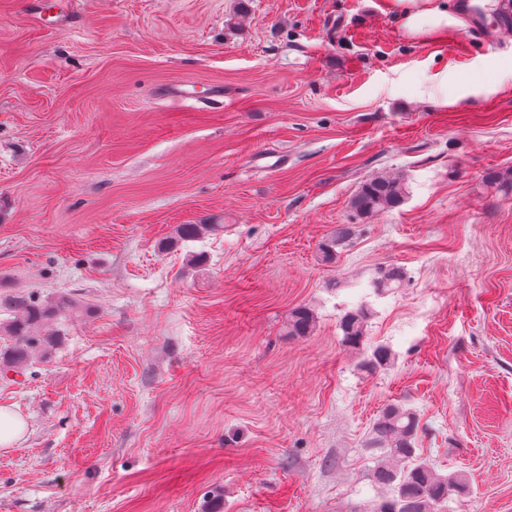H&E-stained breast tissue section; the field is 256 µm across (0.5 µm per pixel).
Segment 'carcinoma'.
<instances>
[{"mask_svg": "<svg viewBox=\"0 0 512 512\" xmlns=\"http://www.w3.org/2000/svg\"><path fill=\"white\" fill-rule=\"evenodd\" d=\"M408 193L404 179L393 172L382 171L367 179L350 199V206L363 216L393 209ZM349 235L344 224L321 245L322 260L332 261L335 248ZM404 272L397 266L379 270L372 281L378 290H393L401 286ZM0 312L8 318L0 320V373H24L32 358L52 354L61 341L60 334L51 329L56 321L74 320L82 315V307L68 293H60L49 301L32 294L0 299ZM316 320L307 307H297L288 314L286 323L290 336H309ZM343 342L350 347L363 344L366 336V313L361 308L344 313L338 324ZM392 353L378 346L363 367L373 371L388 364ZM418 418L408 409L397 405L385 407L372 427L373 446L382 456L374 471L376 482L392 489V497L380 502L373 512H442L448 506V497L460 494L468 487L461 473L451 477L438 473L417 453Z\"/></svg>", "mask_w": 512, "mask_h": 512, "instance_id": "1", "label": "carcinoma"}]
</instances>
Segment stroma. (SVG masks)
I'll use <instances>...</instances> for the list:
<instances>
[{
    "mask_svg": "<svg viewBox=\"0 0 512 512\" xmlns=\"http://www.w3.org/2000/svg\"><path fill=\"white\" fill-rule=\"evenodd\" d=\"M511 170L512 48L396 0H0V295L84 307L0 378V512H371L393 403L469 481L447 512H512ZM380 171L405 201L356 215ZM405 19V25L410 32L417 33L422 31L421 20L425 16H431L436 20V25L442 22L450 23L456 19L449 15L445 9L439 5L431 3L432 0H397ZM431 5V6H429ZM404 272L400 267L387 266L380 268L378 276L371 282L377 290H393L400 288L404 280ZM316 327V320L307 307H297L288 314L286 329L288 336H309ZM366 318V313L361 307L349 310L341 316L338 327L345 345L355 348L363 344L367 330ZM26 432L25 420L9 407L0 406V450L13 448Z\"/></svg>",
    "mask_w": 512,
    "mask_h": 512,
    "instance_id": "stroma-1",
    "label": "stroma"
}]
</instances>
